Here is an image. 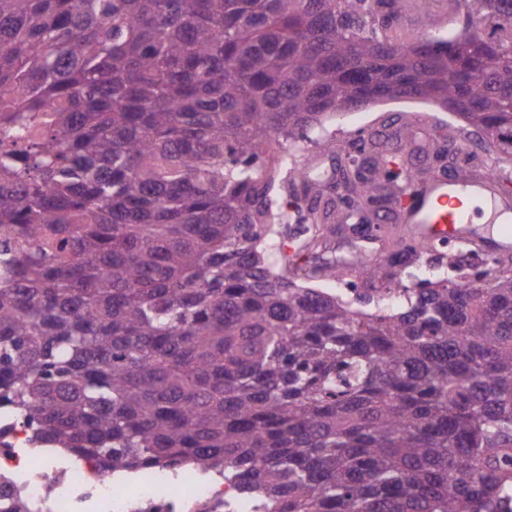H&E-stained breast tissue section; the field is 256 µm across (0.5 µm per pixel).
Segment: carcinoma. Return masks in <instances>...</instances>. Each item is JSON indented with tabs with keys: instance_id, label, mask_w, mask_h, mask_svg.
<instances>
[{
	"instance_id": "cac0c4a2",
	"label": "carcinoma",
	"mask_w": 512,
	"mask_h": 512,
	"mask_svg": "<svg viewBox=\"0 0 512 512\" xmlns=\"http://www.w3.org/2000/svg\"><path fill=\"white\" fill-rule=\"evenodd\" d=\"M0 0V407L112 472L260 512H494L512 490V268L357 271L297 161L369 101L450 105L512 160V0ZM348 159L341 207L358 204Z\"/></svg>"
}]
</instances>
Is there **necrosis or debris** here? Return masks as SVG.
Here are the masks:
<instances>
[{"mask_svg":"<svg viewBox=\"0 0 512 512\" xmlns=\"http://www.w3.org/2000/svg\"><path fill=\"white\" fill-rule=\"evenodd\" d=\"M29 445L24 422L0 408V512L19 499L38 512H256L237 486L203 481L190 469L172 482L144 477L130 484L92 460L56 466Z\"/></svg>","mask_w":512,"mask_h":512,"instance_id":"necrosis-or-debris-1","label":"necrosis or debris"}]
</instances>
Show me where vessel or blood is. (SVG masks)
Masks as SVG:
<instances>
[{
	"label": "vessel or blood",
	"instance_id": "1",
	"mask_svg": "<svg viewBox=\"0 0 512 512\" xmlns=\"http://www.w3.org/2000/svg\"><path fill=\"white\" fill-rule=\"evenodd\" d=\"M425 148V143L411 140L402 147L385 148L383 154L392 160L404 161L406 169L412 172L413 156ZM470 198L483 200L488 205V226L475 224L473 213L466 206ZM390 212L392 222L402 225L416 242L429 243L445 236L493 254L512 253V223L496 233L489 229L500 217L512 220V193L505 191L488 169H466L448 177L412 172L409 181L395 194Z\"/></svg>",
	"mask_w": 512,
	"mask_h": 512
}]
</instances>
